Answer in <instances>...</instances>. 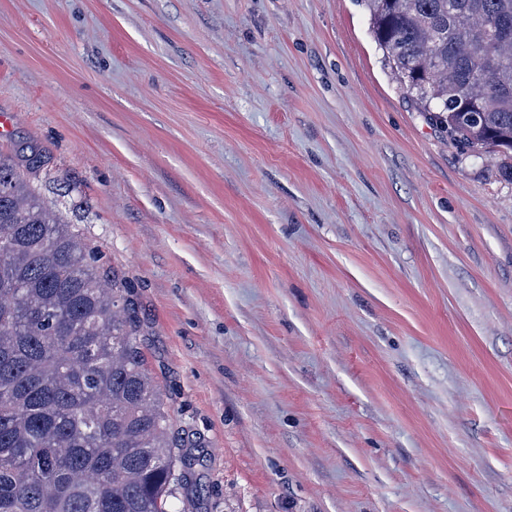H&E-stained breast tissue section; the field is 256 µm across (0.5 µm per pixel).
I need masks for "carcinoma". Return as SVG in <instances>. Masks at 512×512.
<instances>
[{
	"label": "carcinoma",
	"mask_w": 512,
	"mask_h": 512,
	"mask_svg": "<svg viewBox=\"0 0 512 512\" xmlns=\"http://www.w3.org/2000/svg\"><path fill=\"white\" fill-rule=\"evenodd\" d=\"M418 110L512 152V0H360ZM0 152V512H167L192 458L147 369L125 281Z\"/></svg>",
	"instance_id": "obj_1"
}]
</instances>
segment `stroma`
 <instances>
[{"mask_svg":"<svg viewBox=\"0 0 512 512\" xmlns=\"http://www.w3.org/2000/svg\"><path fill=\"white\" fill-rule=\"evenodd\" d=\"M2 112L131 284L171 512H512V177L359 0H0Z\"/></svg>","mask_w":512,"mask_h":512,"instance_id":"1","label":"stroma"}]
</instances>
